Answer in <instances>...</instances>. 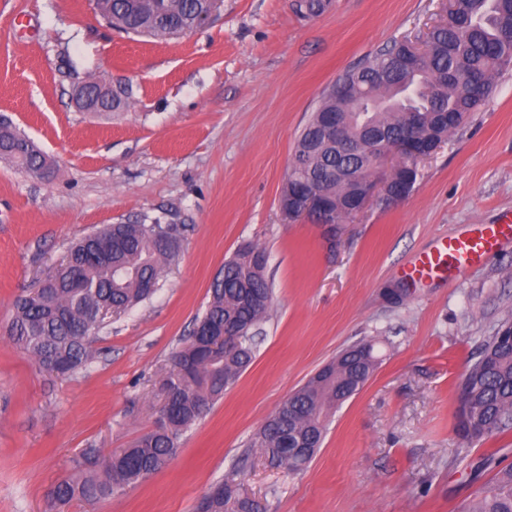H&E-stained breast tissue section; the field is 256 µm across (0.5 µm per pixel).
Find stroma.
Returning a JSON list of instances; mask_svg holds the SVG:
<instances>
[{
    "instance_id": "obj_1",
    "label": "stroma",
    "mask_w": 512,
    "mask_h": 512,
    "mask_svg": "<svg viewBox=\"0 0 512 512\" xmlns=\"http://www.w3.org/2000/svg\"><path fill=\"white\" fill-rule=\"evenodd\" d=\"M445 6L327 0L304 17L293 0H221L198 30L156 40L109 27L93 0H0V117L54 168L39 180L0 161V512H50L49 489L83 449L153 429L171 353L248 243L265 249L273 288L251 366L164 468L61 512H195L223 481L268 512H458L512 465V433L467 444L457 427L468 362L512 314V244L458 276L403 275L440 239L512 217V72L420 163L405 202L367 207L332 244L279 209L322 93L393 41L425 38ZM91 80L129 85L133 105L79 111L72 90ZM107 224L174 225L181 252L149 300L99 331L97 359L50 374L7 336L11 303ZM363 340L381 365L336 408L317 455L298 472L270 467L254 434Z\"/></svg>"
}]
</instances>
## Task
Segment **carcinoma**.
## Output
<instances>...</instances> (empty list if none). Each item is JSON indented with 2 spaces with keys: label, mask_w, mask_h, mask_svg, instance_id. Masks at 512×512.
<instances>
[{
  "label": "carcinoma",
  "mask_w": 512,
  "mask_h": 512,
  "mask_svg": "<svg viewBox=\"0 0 512 512\" xmlns=\"http://www.w3.org/2000/svg\"><path fill=\"white\" fill-rule=\"evenodd\" d=\"M214 0H112L104 15L110 27L127 34L168 39L200 27L215 9ZM404 42L379 50L341 81L353 85L346 99L331 88L324 92L296 143V168L287 172L280 194L315 190L334 204L331 219L342 224L362 181L373 175L379 147L411 134L441 143L492 92L494 80L512 68V0H450L445 18L432 27L424 50L410 68L399 65ZM343 121L354 154L343 156L320 135V115ZM416 113L418 125L408 126ZM448 114V123L439 119ZM0 159L31 177H43L45 159L11 124L0 126ZM117 246L91 255L92 240L81 238L65 262L46 279L35 297L13 304L10 339L36 363L57 374L72 373L95 358L88 328L100 331L112 317L149 299L163 267L177 254L156 250L147 224H111L101 231ZM265 250L247 246L224 263V277L213 282L210 300L191 336L173 353L159 391L169 404L167 420L133 445L100 465L96 448L73 461L74 475L58 482L50 497L58 505L74 499L97 501L119 492L112 480L121 473L134 482L157 472L172 457L183 434L224 396L252 364L256 335L268 318L272 288L266 278ZM238 328L225 348L205 331L224 323ZM380 364L374 344L363 342L344 351L284 400L251 442L276 467L303 469L321 447L336 400L359 393ZM468 417L463 438L494 437L512 431V344L487 337L480 355L463 376ZM267 506L222 484L203 498L196 512H266ZM463 512H512V466L500 469L492 485Z\"/></svg>",
  "instance_id": "1"
}]
</instances>
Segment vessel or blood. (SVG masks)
Instances as JSON below:
<instances>
[{
	"mask_svg": "<svg viewBox=\"0 0 512 512\" xmlns=\"http://www.w3.org/2000/svg\"><path fill=\"white\" fill-rule=\"evenodd\" d=\"M511 239V224L480 225L475 230L443 239L434 250L420 256L410 274L422 279L440 269L455 274L466 272L483 263Z\"/></svg>",
	"mask_w": 512,
	"mask_h": 512,
	"instance_id": "b4317fda",
	"label": "vessel or blood"
}]
</instances>
